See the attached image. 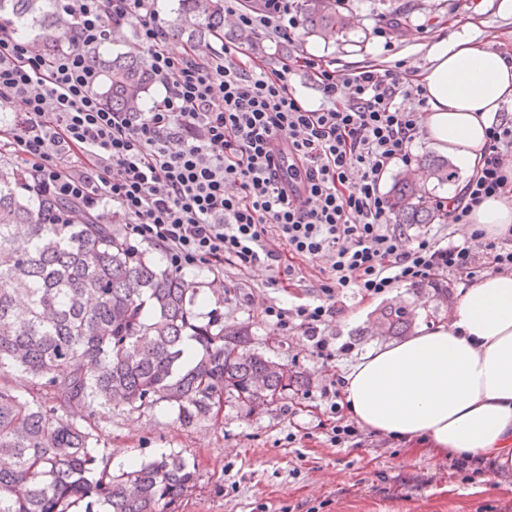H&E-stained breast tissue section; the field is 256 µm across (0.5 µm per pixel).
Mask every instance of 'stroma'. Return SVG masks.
I'll return each mask as SVG.
<instances>
[{
  "label": "stroma",
  "instance_id": "35a3bbf8",
  "mask_svg": "<svg viewBox=\"0 0 512 512\" xmlns=\"http://www.w3.org/2000/svg\"><path fill=\"white\" fill-rule=\"evenodd\" d=\"M500 0H345L342 10L350 27L324 40L300 33L295 43L267 41L255 56L314 54L355 70L367 65L389 67L405 61L412 71L429 63L436 34L467 29L475 42L499 40L512 49V14L499 10ZM395 25L393 50L374 37L376 23ZM324 259L307 261L303 278L289 290L268 287L270 272L258 266L241 269L225 265L224 292L209 296L197 308L211 309L225 323L250 326L253 342L272 360L288 365L301 377L282 398L262 409L225 397L219 415L196 425H180L166 404L99 413V446L112 456L113 466L127 458L149 460L159 453H178L194 461L195 488L175 505L174 512H512V473L486 465L485 473L469 478L452 467L451 459L431 450L409 451L395 438L363 431L360 446L336 448L327 441L328 401L325 387L343 377L371 350L389 344L386 336H363L359 330L388 303L415 307L417 326L448 318L453 297L468 287L451 277L449 298L432 291L413 294L400 285L381 297L360 299L348 294L327 324L326 335L351 343L349 352L330 360L316 357L301 332L274 331L264 310L291 308L313 298Z\"/></svg>",
  "mask_w": 512,
  "mask_h": 512
}]
</instances>
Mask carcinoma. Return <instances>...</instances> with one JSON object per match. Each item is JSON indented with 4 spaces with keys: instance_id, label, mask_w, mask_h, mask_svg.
Listing matches in <instances>:
<instances>
[{
    "instance_id": "obj_1",
    "label": "carcinoma",
    "mask_w": 512,
    "mask_h": 512,
    "mask_svg": "<svg viewBox=\"0 0 512 512\" xmlns=\"http://www.w3.org/2000/svg\"><path fill=\"white\" fill-rule=\"evenodd\" d=\"M303 24L328 39L348 27L332 0H301ZM42 36L63 35L70 17L57 0H0ZM172 33L192 41L224 38V0H178ZM113 112L139 110L153 82L140 55L95 56ZM438 184L456 178L447 159L422 160ZM30 172L0 157V512H172L198 479L179 454L124 468L100 452L102 408L167 403L186 427L213 415L224 396L271 404L299 376L272 370L249 326L224 325L195 311L201 286L143 257L110 224H45L49 202L24 190ZM396 223L432 224L439 209L419 187L398 179L387 197ZM416 312L388 304L376 321L405 336ZM28 377L29 398L13 373ZM263 380L264 387H254Z\"/></svg>"
}]
</instances>
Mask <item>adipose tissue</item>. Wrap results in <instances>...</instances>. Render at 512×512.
I'll list each match as a JSON object with an SVG mask.
<instances>
[{"mask_svg": "<svg viewBox=\"0 0 512 512\" xmlns=\"http://www.w3.org/2000/svg\"><path fill=\"white\" fill-rule=\"evenodd\" d=\"M431 54L415 75L426 97L419 130L468 179L481 167L487 129L512 102V57L458 31L439 36ZM470 221L501 235L512 226V201L487 199ZM343 381L344 404L362 427L512 471V271L487 269L446 323L369 354Z\"/></svg>", "mask_w": 512, "mask_h": 512, "instance_id": "1", "label": "adipose tissue"}]
</instances>
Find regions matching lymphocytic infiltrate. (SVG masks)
Masks as SVG:
<instances>
[{
  "mask_svg": "<svg viewBox=\"0 0 512 512\" xmlns=\"http://www.w3.org/2000/svg\"><path fill=\"white\" fill-rule=\"evenodd\" d=\"M60 2L72 24L50 51L0 18V110L12 112L0 156L21 157L34 191L63 202L52 223L116 205L124 237L159 246L180 276L262 265L275 287L295 276L296 261L323 258L313 301L265 313L276 330L302 331L326 360L338 353L324 333L338 295L378 297L444 273L472 278L484 257L512 270V232L490 238L476 229L448 244L442 233L412 239L392 223L381 181L393 166L414 165L419 135L417 113L400 101L423 97L408 70H340L311 54L267 66L232 42L189 43L177 54L156 0ZM299 2L243 10L224 0V13L255 38L291 43ZM128 27L164 94L142 111L111 112L94 91L88 51ZM300 72L316 85L318 107L298 96ZM279 142L288 146V181L274 161ZM511 156L512 122L492 125L480 170L447 210L449 225L468 223L485 199L512 198Z\"/></svg>",
  "mask_w": 512,
  "mask_h": 512,
  "instance_id": "obj_1",
  "label": "lymphocytic infiltrate"
}]
</instances>
